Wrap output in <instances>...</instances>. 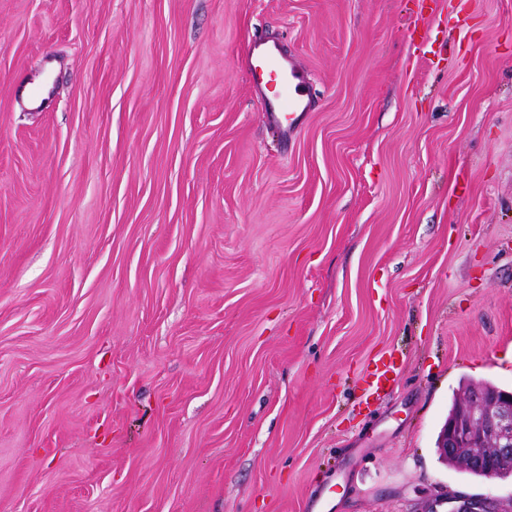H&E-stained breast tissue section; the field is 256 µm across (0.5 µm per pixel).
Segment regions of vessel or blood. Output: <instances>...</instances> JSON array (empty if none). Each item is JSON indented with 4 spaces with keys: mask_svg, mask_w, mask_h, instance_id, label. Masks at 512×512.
<instances>
[{
    "mask_svg": "<svg viewBox=\"0 0 512 512\" xmlns=\"http://www.w3.org/2000/svg\"><path fill=\"white\" fill-rule=\"evenodd\" d=\"M245 68L266 124L291 140L312 109L306 70L277 44L261 41L250 47Z\"/></svg>",
    "mask_w": 512,
    "mask_h": 512,
    "instance_id": "1",
    "label": "vessel or blood"
}]
</instances>
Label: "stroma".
Wrapping results in <instances>:
<instances>
[{
  "mask_svg": "<svg viewBox=\"0 0 512 512\" xmlns=\"http://www.w3.org/2000/svg\"><path fill=\"white\" fill-rule=\"evenodd\" d=\"M511 349L512 0H0V512L505 500L436 440ZM244 65L252 91L261 101L266 124L288 142L312 109L307 71L277 44L261 41L250 47ZM265 77L269 78L266 82ZM274 81L280 91L269 95L268 84Z\"/></svg>",
  "mask_w": 512,
  "mask_h": 512,
  "instance_id": "obj_1",
  "label": "stroma"
}]
</instances>
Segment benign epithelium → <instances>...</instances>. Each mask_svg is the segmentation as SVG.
Listing matches in <instances>:
<instances>
[{
  "label": "benign epithelium",
  "mask_w": 512,
  "mask_h": 512,
  "mask_svg": "<svg viewBox=\"0 0 512 512\" xmlns=\"http://www.w3.org/2000/svg\"><path fill=\"white\" fill-rule=\"evenodd\" d=\"M438 448L446 459L494 479L512 466V395L471 389L461 395L457 414L443 426ZM447 512H512L495 498H448Z\"/></svg>",
  "instance_id": "7a95c632"
}]
</instances>
